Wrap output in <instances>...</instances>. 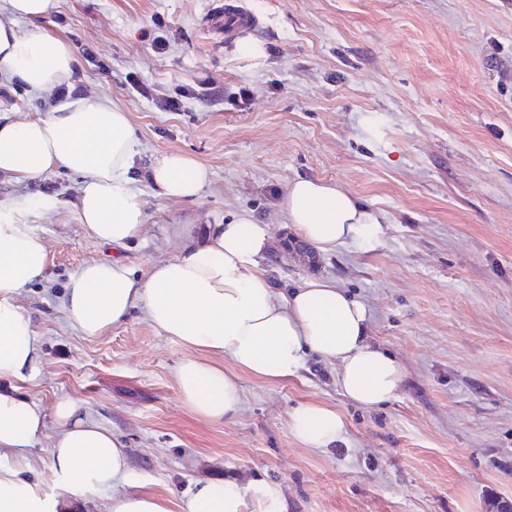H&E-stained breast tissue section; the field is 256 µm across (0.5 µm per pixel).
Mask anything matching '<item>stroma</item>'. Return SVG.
Instances as JSON below:
<instances>
[{"label":"stroma","mask_w":512,"mask_h":512,"mask_svg":"<svg viewBox=\"0 0 512 512\" xmlns=\"http://www.w3.org/2000/svg\"><path fill=\"white\" fill-rule=\"evenodd\" d=\"M216 2L56 0L45 18L19 21L95 51L76 57L72 77L82 94L128 112L146 214L142 234L115 248L77 218L80 176L0 178V200L27 212L48 250L45 281L17 298L43 355L19 393L49 414L59 399L82 402L125 444L141 491L172 512L208 480L276 485L286 512L512 507V0H246L260 19L243 36L261 45L256 58L205 26ZM242 86L247 101L225 104ZM163 95L181 97V110H161ZM54 103V93L0 82V111L14 119L46 116ZM170 153L208 169L200 197L159 196L150 172ZM299 177L376 211L379 245L298 262L281 201ZM48 198L57 207L45 208ZM240 211L270 227L272 283L332 278L367 305L370 342L404 369L394 399L354 403L337 365L312 355L294 379L240 375L241 411L213 423L180 396L176 368L192 350L142 310L96 338L69 320L62 293L84 264L120 260L146 276L177 254L183 231L202 235ZM304 403L335 408L344 441L298 443L290 414Z\"/></svg>","instance_id":"obj_1"}]
</instances>
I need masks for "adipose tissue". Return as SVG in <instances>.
I'll use <instances>...</instances> for the list:
<instances>
[{"mask_svg":"<svg viewBox=\"0 0 512 512\" xmlns=\"http://www.w3.org/2000/svg\"><path fill=\"white\" fill-rule=\"evenodd\" d=\"M0 19V76L35 92L58 86L74 55L61 39L21 32L16 19H40L55 0H4ZM137 140L127 112L97 95L56 103L44 118L0 121V174L17 182L39 179L62 167L81 175L78 217L100 243L123 246L145 227L144 203L131 171ZM161 196L197 197L207 169L172 153L152 168ZM283 206L296 232L327 253L346 243L379 241L378 216L340 187L308 178L288 184ZM271 246L268 225L247 212L207 225L203 238H185L178 254L154 263L147 278L121 261L92 262L73 274L63 307L85 336L108 332L132 309L165 335L195 350L176 369L184 404L213 422L235 417L242 406L238 373L267 381L297 377L313 353L339 366V385L352 401L372 407L394 398L400 362L368 339L366 305L334 280L312 278L284 291L261 273ZM48 255L27 215L0 201V378L35 379L40 348L31 319L16 303L29 284L45 279ZM229 357L232 369L218 365ZM59 430L49 450L51 487L35 479L33 450L46 428L42 406L0 388V512H63L65 501L85 502L111 491V512H170L164 499L139 492L123 446L80 403L55 406ZM294 438L323 449L345 430L333 408L305 403L290 415ZM182 512H284L278 487L247 489L221 481L200 483Z\"/></svg>","mask_w":512,"mask_h":512,"instance_id":"adipose-tissue-1","label":"adipose tissue"}]
</instances>
